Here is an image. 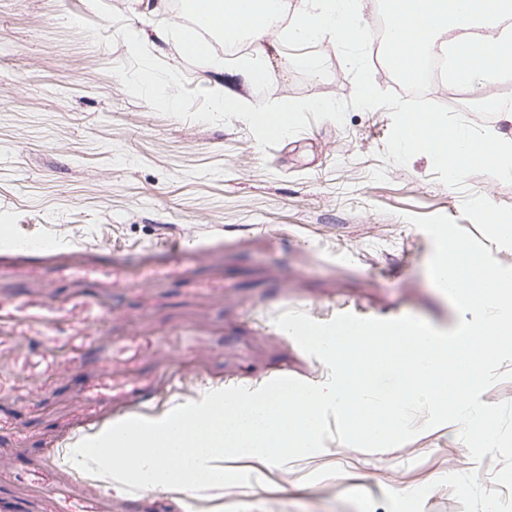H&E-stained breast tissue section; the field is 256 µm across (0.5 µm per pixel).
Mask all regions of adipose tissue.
<instances>
[{"label":"adipose tissue","mask_w":512,"mask_h":512,"mask_svg":"<svg viewBox=\"0 0 512 512\" xmlns=\"http://www.w3.org/2000/svg\"><path fill=\"white\" fill-rule=\"evenodd\" d=\"M364 0H213L205 22L225 42L249 39L254 49L241 68L246 81L269 76L267 43L326 40L341 48L363 45ZM387 49L400 74L412 77L433 49H452V72L472 83L512 75V0H385Z\"/></svg>","instance_id":"obj_1"}]
</instances>
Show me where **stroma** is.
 Instances as JSON below:
<instances>
[{
  "label": "stroma",
  "instance_id": "35a3bbf8",
  "mask_svg": "<svg viewBox=\"0 0 512 512\" xmlns=\"http://www.w3.org/2000/svg\"><path fill=\"white\" fill-rule=\"evenodd\" d=\"M74 18L105 37L129 25L191 90H223L251 51L215 35L207 55L187 53L190 18L170 0H0V240L63 241L0 247V512H486L491 497L512 512V489L493 481L502 461H471L453 424L377 453L330 440L282 467L228 459L257 483L199 494L119 496L68 468L75 440L228 383L283 369L323 384L328 369L276 326L285 311L453 329L427 273L432 242L406 217L443 214L478 239L465 193L512 206V184L475 175L458 190L427 155L381 160L384 107L311 122L265 151L243 120L158 114L112 72L129 60L124 41L95 43ZM271 79L264 96L232 87L254 105L354 89L326 41L279 47Z\"/></svg>",
  "mask_w": 512,
  "mask_h": 512
}]
</instances>
